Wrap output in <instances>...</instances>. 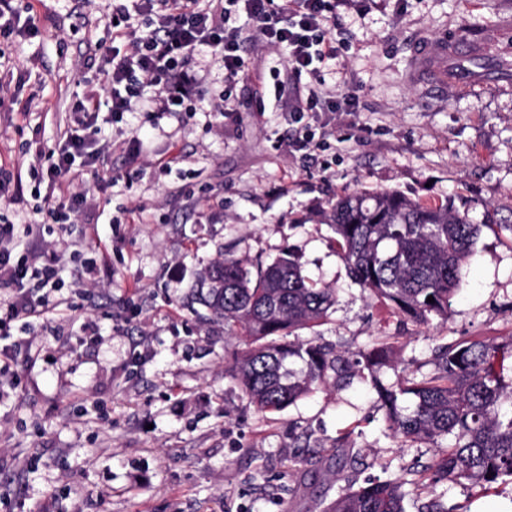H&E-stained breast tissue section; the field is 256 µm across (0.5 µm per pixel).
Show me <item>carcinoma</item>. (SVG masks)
<instances>
[{
	"instance_id": "cac0c4a2",
	"label": "carcinoma",
	"mask_w": 512,
	"mask_h": 512,
	"mask_svg": "<svg viewBox=\"0 0 512 512\" xmlns=\"http://www.w3.org/2000/svg\"><path fill=\"white\" fill-rule=\"evenodd\" d=\"M326 218L356 284L417 324L448 316L481 233L468 209L416 201L396 190L352 192L337 196ZM218 254L189 288L188 301L242 338L229 376L257 412L280 411L356 367L372 377L393 349L386 338L352 359L331 345L299 339L295 331L327 316L336 290L310 281L289 252L265 265L221 247ZM504 360V346L474 336L439 345L431 373L406 376L398 390L378 389L388 428L406 442L437 449L415 472L416 483L432 488L421 512H448L435 491L443 483L466 481L490 491L512 482V366ZM401 394L416 398L412 410L399 408ZM403 486L380 479L349 486L324 512H406Z\"/></svg>"
}]
</instances>
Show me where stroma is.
<instances>
[{
	"label": "stroma",
	"instance_id": "obj_1",
	"mask_svg": "<svg viewBox=\"0 0 512 512\" xmlns=\"http://www.w3.org/2000/svg\"><path fill=\"white\" fill-rule=\"evenodd\" d=\"M34 8L56 25L11 49L17 63H38L19 93L31 108L0 112V164L21 170L66 129L75 98L101 85L82 62L108 37L112 0ZM510 19L512 0H338L346 48L326 80L355 100L328 113L329 151L288 152L287 113L273 101L255 111L280 54L248 44L239 111L101 122L114 181L92 223L47 224L25 181L12 219L46 224L65 284L35 321L33 347L13 366L20 383L0 403V512H322L348 485L410 480L435 450L392 435L370 381L259 413L224 373L242 342L201 323L184 297L217 247L265 263L292 252L310 280L337 290L327 319L301 337L353 352L397 338L380 371L387 384L428 372L436 343L511 338L512 79L497 80L495 64L511 62L512 49L483 52L488 72L464 92L406 77L417 34L434 42ZM135 131L144 152L134 162L123 143ZM134 165L140 174L127 179ZM381 189L461 198L481 224L447 319L400 317L355 284L337 254L329 201ZM83 264L97 287L71 280ZM440 490L456 512H512L508 482Z\"/></svg>",
	"mask_w": 512,
	"mask_h": 512
}]
</instances>
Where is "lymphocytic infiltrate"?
Masks as SVG:
<instances>
[{
	"mask_svg": "<svg viewBox=\"0 0 512 512\" xmlns=\"http://www.w3.org/2000/svg\"><path fill=\"white\" fill-rule=\"evenodd\" d=\"M110 39L87 50L83 65L103 77L101 89L83 94L70 108V122L56 147L36 156L31 174L52 187L45 212L54 224L84 218L100 184H85L84 167H105L110 146L88 139L100 113L112 119L134 112H236L232 87L248 70L242 47L251 43L280 51L284 78L274 96L299 126L289 140L300 151L330 132L321 116L336 111L325 88L324 68L343 43L336 38L335 0H132L112 11ZM46 22L27 0H0V59L16 39L39 37ZM224 70V88L195 86L193 72L204 58ZM32 225L0 214V333L13 322L40 318L52 304L58 269L46 251L26 244Z\"/></svg>",
	"mask_w": 512,
	"mask_h": 512,
	"instance_id": "lymphocytic-infiltrate-1",
	"label": "lymphocytic infiltrate"
}]
</instances>
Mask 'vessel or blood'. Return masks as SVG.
Returning a JSON list of instances; mask_svg holds the SVG:
<instances>
[{"instance_id":"vessel-or-blood-1","label":"vessel or blood","mask_w":512,"mask_h":512,"mask_svg":"<svg viewBox=\"0 0 512 512\" xmlns=\"http://www.w3.org/2000/svg\"><path fill=\"white\" fill-rule=\"evenodd\" d=\"M503 30L482 32L479 41L463 44L455 32L442 35L437 44H430L426 36H419L413 45L408 77L434 87L450 85L469 89L472 81L465 67L466 59L482 50L501 45Z\"/></svg>"}]
</instances>
